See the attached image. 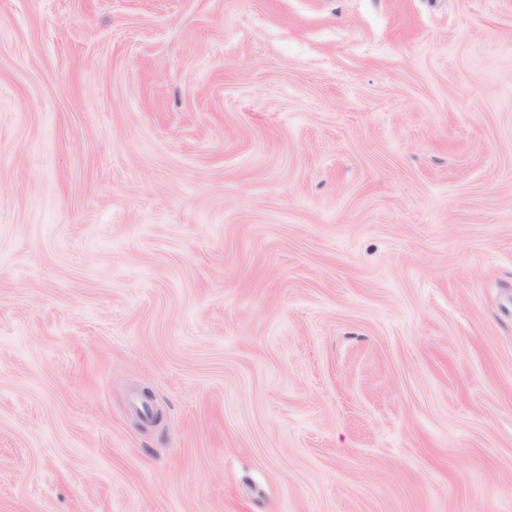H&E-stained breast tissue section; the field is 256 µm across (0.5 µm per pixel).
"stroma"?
<instances>
[{"mask_svg":"<svg viewBox=\"0 0 512 512\" xmlns=\"http://www.w3.org/2000/svg\"><path fill=\"white\" fill-rule=\"evenodd\" d=\"M0 512H512V0H0Z\"/></svg>","mask_w":512,"mask_h":512,"instance_id":"obj_1","label":"stroma"}]
</instances>
